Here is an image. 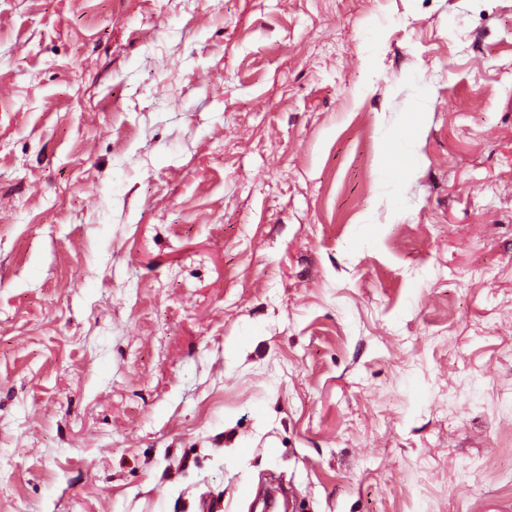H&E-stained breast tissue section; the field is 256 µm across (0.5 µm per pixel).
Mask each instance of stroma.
Listing matches in <instances>:
<instances>
[{
	"instance_id": "obj_1",
	"label": "stroma",
	"mask_w": 512,
	"mask_h": 512,
	"mask_svg": "<svg viewBox=\"0 0 512 512\" xmlns=\"http://www.w3.org/2000/svg\"><path fill=\"white\" fill-rule=\"evenodd\" d=\"M512 512V0H0V512Z\"/></svg>"
}]
</instances>
